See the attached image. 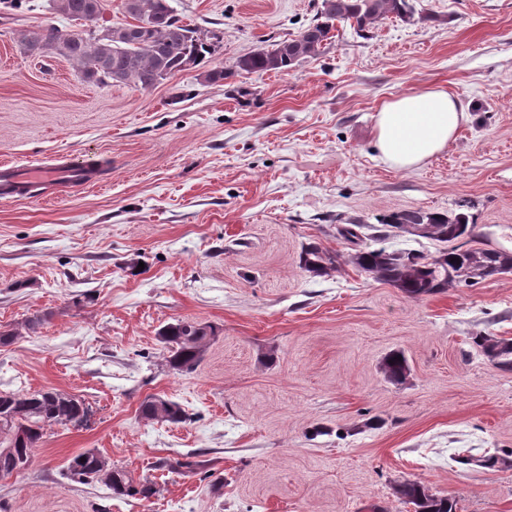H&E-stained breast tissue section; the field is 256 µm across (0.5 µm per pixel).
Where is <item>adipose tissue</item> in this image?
Segmentation results:
<instances>
[{
  "mask_svg": "<svg viewBox=\"0 0 512 512\" xmlns=\"http://www.w3.org/2000/svg\"><path fill=\"white\" fill-rule=\"evenodd\" d=\"M468 119L447 90L423 88L384 102L376 114V145L383 163L410 170L445 151Z\"/></svg>",
  "mask_w": 512,
  "mask_h": 512,
  "instance_id": "ef3b65f1",
  "label": "adipose tissue"
}]
</instances>
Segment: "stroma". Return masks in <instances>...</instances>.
<instances>
[{"label":"stroma","mask_w":512,"mask_h":512,"mask_svg":"<svg viewBox=\"0 0 512 512\" xmlns=\"http://www.w3.org/2000/svg\"><path fill=\"white\" fill-rule=\"evenodd\" d=\"M321 2L171 0L222 40L147 90L24 53L25 36L74 24L50 0L17 16L0 5V162L101 168L90 185L0 195V332L16 335L0 345V391L89 408L0 479V512H414L394 491L406 480L457 512H512V467L456 461L512 448V371L472 342L512 339V274L411 299L348 264L299 265L310 242L347 252L338 226L419 208L469 213L479 242L512 247V0H409L410 21L338 24L290 71L201 78L294 38ZM430 86L469 119L440 155L394 170L376 111ZM179 319L217 331L188 374L159 338ZM392 351L410 366L401 385L379 370ZM151 396L188 421L143 418ZM87 450L156 495L69 480Z\"/></svg>","instance_id":"stroma-1"}]
</instances>
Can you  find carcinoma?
Masks as SVG:
<instances>
[{
  "label": "carcinoma",
  "instance_id": "cac0c4a2",
  "mask_svg": "<svg viewBox=\"0 0 512 512\" xmlns=\"http://www.w3.org/2000/svg\"><path fill=\"white\" fill-rule=\"evenodd\" d=\"M53 10L74 21H93L103 9L102 0H52ZM125 12L136 23L92 30L80 38L54 25L24 39L29 51L62 57L79 67L83 78L99 85H125L135 89L154 87L166 76L184 71V64L198 65L212 53L216 33L206 39L197 29L182 22L169 0H124ZM412 15L409 0H322L317 18L297 37L270 48L258 49L239 57L234 68L205 73L210 82L226 80L240 72L263 74L288 71L302 60L320 54L333 38L336 23L351 22L364 32L382 19L405 20ZM476 224L465 212L403 210L380 219V225L345 224L337 234L350 244V251L327 250L316 243L305 245L300 253L302 269L315 275H327L342 264L383 281L409 298L444 292L450 288L472 287L498 275L512 273V249L484 248L472 245L477 237ZM371 234H365V231ZM438 243L435 254L416 250H391L385 246L394 234ZM370 237L374 246L363 244ZM159 336L167 344L171 369L194 372L201 363L208 343L215 337L212 325L180 320L164 327ZM479 351L494 365L512 370V340L479 333L473 337ZM385 377L396 384L406 380L408 365L400 353L389 354L381 364ZM88 407L75 397L58 391L0 392V476L15 472L16 462L28 467L34 449L44 431L57 424H78L87 416ZM147 419L170 423L186 420L184 411L171 400L150 397L140 407ZM456 462L493 470L512 466V451L497 452L479 458L459 457ZM67 477L80 484L97 482L117 497L155 493L152 485L136 483L124 470L112 468L110 476H100L99 453L88 450L73 456L67 465ZM396 494L415 512H457L456 500L438 498L418 481L406 480Z\"/></svg>",
  "mask_w": 512,
  "mask_h": 512
}]
</instances>
